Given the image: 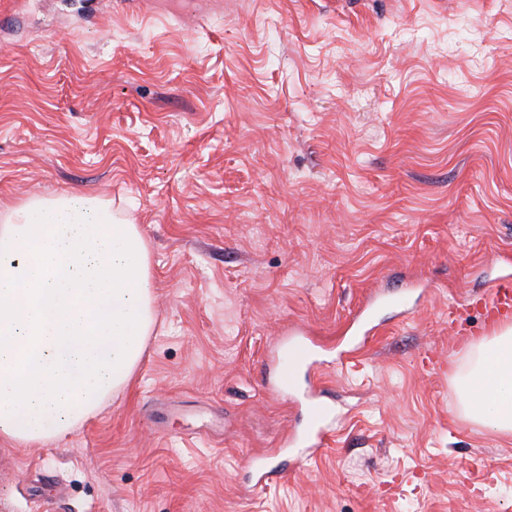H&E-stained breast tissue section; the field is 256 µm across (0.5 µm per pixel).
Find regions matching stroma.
I'll return each instance as SVG.
<instances>
[{"mask_svg": "<svg viewBox=\"0 0 512 512\" xmlns=\"http://www.w3.org/2000/svg\"><path fill=\"white\" fill-rule=\"evenodd\" d=\"M63 193L139 226L158 325L70 434L0 439V512H512L455 378L512 277V0H0V210ZM309 349H307L302 341L289 342V351L286 359L281 360L280 371L277 375L275 388L282 394L293 392L296 388L297 378L299 374L306 369L310 371L313 364ZM330 410L320 404L316 405L315 412L310 419L302 436V441L312 452L324 446L328 431L325 427V419Z\"/></svg>", "mask_w": 512, "mask_h": 512, "instance_id": "1", "label": "stroma"}]
</instances>
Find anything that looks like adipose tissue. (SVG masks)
I'll use <instances>...</instances> for the list:
<instances>
[{
	"mask_svg": "<svg viewBox=\"0 0 512 512\" xmlns=\"http://www.w3.org/2000/svg\"><path fill=\"white\" fill-rule=\"evenodd\" d=\"M138 225L90 196L32 198L0 218V437L70 433L128 384L156 315ZM457 386L476 423L512 435V326L482 340Z\"/></svg>",
	"mask_w": 512,
	"mask_h": 512,
	"instance_id": "1",
	"label": "adipose tissue"
}]
</instances>
